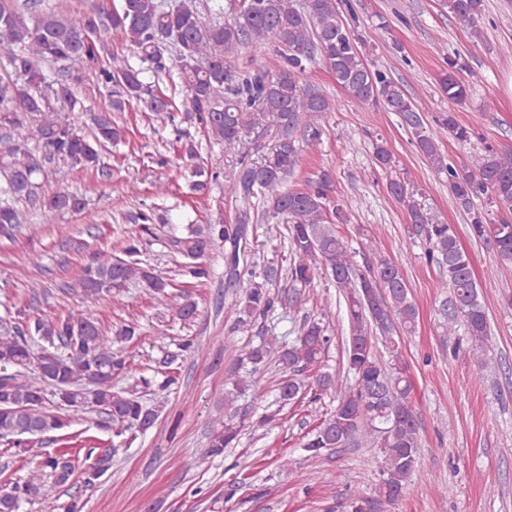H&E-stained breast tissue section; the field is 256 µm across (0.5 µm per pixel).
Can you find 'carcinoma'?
I'll use <instances>...</instances> for the list:
<instances>
[{"label": "carcinoma", "mask_w": 512, "mask_h": 512, "mask_svg": "<svg viewBox=\"0 0 512 512\" xmlns=\"http://www.w3.org/2000/svg\"><path fill=\"white\" fill-rule=\"evenodd\" d=\"M210 2L207 16L196 0H121L120 7L110 11L92 7L70 14L35 11V4L27 0L20 7L0 4V48L8 52L10 66V72L0 75V125L17 131L15 137H0V237L15 238L24 223L16 207L19 201L39 204L45 224L54 223L60 213L84 208V198L66 187L41 198L37 177L46 163L56 159L104 170L100 150L124 140V128L114 115L131 102L151 112L158 126L174 125L175 102L152 89V79L170 67L181 74L183 121L199 124L208 137L224 144V151H235L245 136H261L268 126L277 127L278 144L260 165L247 171L244 184L256 183L266 191L272 217H286L292 287H309L318 264L323 263L342 291L350 325L346 363L354 383L343 375L319 371L330 343L322 321H304L288 343L282 336H265L259 345L236 356L232 391L224 402V413L213 419L207 454L222 456L224 449L238 442L242 425L233 405L254 390L255 374L273 361L283 373L278 387L281 406L307 394L313 401L324 394L336 398V410L308 436L304 450L317 458L329 448H343L360 439L379 448L383 467L375 503L393 505L411 482L419 459L413 383L394 338L413 332L417 310L398 264L375 241L365 243L364 268L354 263L347 242L327 219L331 212L336 221L346 220L342 207L330 205L328 173L309 180L301 190L286 189L300 145H320L321 118L336 110L319 88L302 87L300 80L309 66L321 62L351 100L361 105L379 103L397 114L413 131L416 148L428 164L448 175V189L469 215L473 235L491 244L501 265L511 269L512 152L489 148L471 170L449 163L435 140L420 132L423 113L429 110L427 101L411 98L393 77L364 61L358 37L340 10L341 0H246L243 10L227 19L223 0ZM448 6L460 23L478 32L483 0H448ZM111 30L130 42L138 65L125 63L115 69L100 65L106 51L103 35ZM252 42L273 50L276 77H269L263 67L236 68L238 49ZM445 64L440 89L449 102L463 105L480 75L468 69L466 76H459L463 67L450 55ZM46 65L58 66V78L49 79ZM90 71L99 84L111 89L112 99L108 109L91 115L89 139L82 133L83 113L75 111L73 88L83 84ZM442 121L457 141H470L471 129L460 125L454 113ZM373 157L381 169L393 167L392 154L381 139L373 144ZM182 158L193 164L198 177L191 190L206 193L219 173L196 163L199 152L191 142L184 145ZM387 192L406 211L411 234L425 243L428 262L452 290L448 335H456L461 321L473 349L493 346L487 312L454 227L440 221L405 179L390 180ZM483 198L497 207L498 223H489L488 214L476 206ZM156 220L152 208L138 210L129 218L132 227L122 255L105 249L93 252L79 281L86 310L118 303L126 288L138 284L175 318L188 321L196 316L198 305L188 292H171L167 278L138 259L142 239L151 234ZM237 234L238 228L230 224L188 225L186 235L173 239L185 259L184 275L208 278L210 252L220 243L235 240ZM274 305L275 298L258 286L247 294L244 312L264 314ZM378 335L385 338L387 362L375 353ZM135 336L133 326L107 336L89 314L33 316L10 328L0 327V364L9 367V373L0 376V438L14 437L20 445L25 437L61 431L73 418L91 412L106 415L116 438L98 465L82 469L66 453L44 455L22 449L28 454L27 477L0 491V512H20L41 488L49 483L66 485L78 471L84 486L95 485L107 471L106 463L129 439L156 425L175 384L167 368L178 357L194 352L195 343L186 339L178 344V352H165L156 376H142L120 387L118 382L127 377L136 358L125 343ZM32 373L52 391L30 381ZM39 504V512L83 509L75 496L62 506L48 492Z\"/></svg>", "instance_id": "cac0c4a2"}]
</instances>
